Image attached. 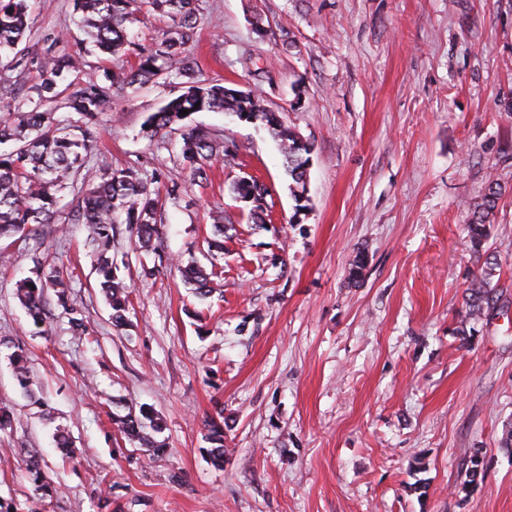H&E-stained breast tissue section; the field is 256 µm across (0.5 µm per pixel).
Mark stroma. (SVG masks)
Listing matches in <instances>:
<instances>
[{
  "instance_id": "obj_1",
  "label": "stroma",
  "mask_w": 512,
  "mask_h": 512,
  "mask_svg": "<svg viewBox=\"0 0 512 512\" xmlns=\"http://www.w3.org/2000/svg\"><path fill=\"white\" fill-rule=\"evenodd\" d=\"M199 3L202 78L259 89L312 143L311 210L291 223L282 157L264 129L225 112L190 115L187 125L239 146L201 187L172 139L139 135L174 85L113 93L82 182L103 167L163 169L182 187L161 235L176 257L206 250L209 214L224 212L222 294L204 304L176 271L144 276L120 232L132 288L119 330L83 225L12 243L0 265V407L12 414L0 433V512H512V454L499 446L512 423V0ZM33 17L32 51L47 34L84 37L73 0ZM246 174L272 189L262 228L229 192ZM492 182L503 187L487 241L502 264L496 305L463 336L465 290L479 273L466 205ZM38 263L69 276L88 335H73L58 308L44 331L33 326L14 288ZM18 351L27 393L11 365ZM142 405L163 420V455L113 421ZM219 412L220 469L204 427ZM59 425L74 458L54 445ZM476 448L486 470L467 487Z\"/></svg>"
}]
</instances>
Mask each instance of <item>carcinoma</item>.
Listing matches in <instances>:
<instances>
[{
	"mask_svg": "<svg viewBox=\"0 0 512 512\" xmlns=\"http://www.w3.org/2000/svg\"><path fill=\"white\" fill-rule=\"evenodd\" d=\"M197 5L198 0H73L77 25L86 38L75 45L62 37L50 38L42 54L34 55L27 47L34 34L31 0H0V65L8 72L22 74L34 67L39 73V82L27 89L24 108L8 107L0 112V240L21 235L31 226L44 236L54 235L62 219L84 225L88 244L96 256L99 287L110 306L112 326L117 329L128 325L129 286L119 277V266L112 254L115 226L126 225L135 238L136 250L152 257L153 265L143 267L145 275L153 276L172 262L159 243L164 206L158 185L166 180L162 169L156 168L147 176L130 167L107 168L100 172L97 183L86 188L78 186L81 171L100 138V115L112 89L152 82H167L181 88V94L146 118L141 130L150 141L180 133V165L200 184L209 180L215 158L220 156L224 163H234L238 146L234 140L207 128H182L180 122L185 116L180 110L231 112L242 121L260 122L278 142L289 179L288 189L294 200L289 223H302L310 210L307 174L311 143L269 111L263 97L253 90L230 89L216 80L200 79L197 62L190 52L197 34ZM150 11L166 16L170 24L152 47H136L129 40V26L138 21L139 15ZM89 49L113 61H124L133 54L137 63L127 71L106 69L101 80L91 75L84 79L73 77L83 66L82 54ZM72 192L76 193L77 203L62 218V202ZM231 192L239 201L252 198L247 204L251 219L256 224L266 223L270 191L265 184L239 176L232 182ZM501 196L502 187L491 183L480 201L468 207L471 251L482 265L468 288L463 326L487 316L494 305L492 279L499 263L497 258L487 255L485 244ZM226 221L221 214L213 216L212 238L207 241L208 263L192 257L178 264L182 281L200 298L213 292L211 284L218 277L217 239L224 237ZM50 290L56 305L69 315L72 331L78 336L88 335L70 281L55 269H39L36 277H26L16 284V297L34 326L39 329L49 319ZM13 364L19 385L28 388L29 370L24 354H14ZM114 421L128 439L154 453L164 451L166 442L146 433L148 428L155 433L163 430L161 418L152 408L142 405L139 413L117 415ZM205 427L211 444L209 458L221 467L223 414L207 417ZM484 472L482 449L476 448L466 464L465 484H475Z\"/></svg>",
	"mask_w": 512,
	"mask_h": 512,
	"instance_id": "1",
	"label": "carcinoma"
}]
</instances>
